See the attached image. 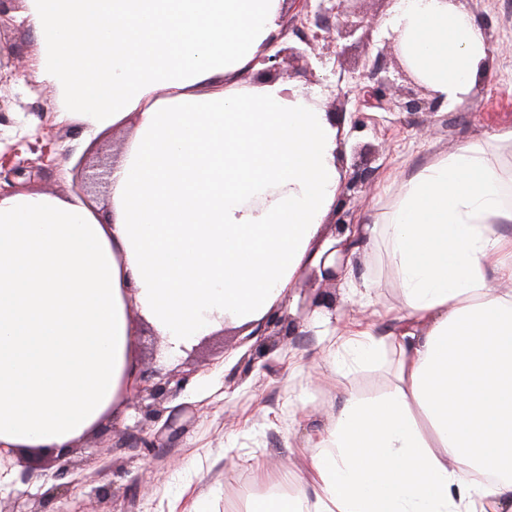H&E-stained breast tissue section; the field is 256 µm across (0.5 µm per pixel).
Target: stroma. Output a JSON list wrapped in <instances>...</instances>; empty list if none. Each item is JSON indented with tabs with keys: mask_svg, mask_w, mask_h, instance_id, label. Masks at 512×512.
<instances>
[{
	"mask_svg": "<svg viewBox=\"0 0 512 512\" xmlns=\"http://www.w3.org/2000/svg\"><path fill=\"white\" fill-rule=\"evenodd\" d=\"M480 18L494 65L474 95L435 112H405L399 100L408 85L397 76L400 54L378 28L387 0H362L360 18L369 38L319 42L326 58L322 101L342 114L341 170L352 177L362 147L370 149L369 179L343 188L324 227L365 223L390 202L393 176L454 150L463 139L512 133V0H464ZM0 45L13 52L0 70V192L29 190L73 194L83 168L121 156L130 126L86 139L83 125L57 119L59 93L42 78L40 44L16 16L22 0H0ZM391 84L386 107L363 104L374 62ZM372 295L378 306L399 308L400 291L382 246H367ZM328 304L312 306L317 294ZM343 281L325 283L302 272L274 321L256 327L216 329L171 355L166 339L139 314H132L138 375L169 383L158 417L127 397L120 421L104 419L65 457L50 465H14V483L0 490V512H187L201 502L205 512H243L245 497L258 491L253 465L262 463L272 483L284 486L305 473L311 454L308 433L336 409V389L327 377L332 360L329 330L368 311L349 299ZM296 410L288 423V410ZM130 434L156 444L155 453L131 448ZM108 489L96 497L97 487Z\"/></svg>",
	"mask_w": 512,
	"mask_h": 512,
	"instance_id": "1",
	"label": "stroma"
}]
</instances>
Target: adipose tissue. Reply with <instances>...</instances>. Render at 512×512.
Here are the masks:
<instances>
[{
  "label": "adipose tissue",
  "instance_id": "adipose-tissue-1",
  "mask_svg": "<svg viewBox=\"0 0 512 512\" xmlns=\"http://www.w3.org/2000/svg\"><path fill=\"white\" fill-rule=\"evenodd\" d=\"M285 0H25L59 120L134 121L108 215L79 195H0V447L63 452L135 380L128 314L170 353L262 319L342 191L340 130L314 87L248 80ZM380 28L447 105L488 61L454 0H392ZM512 135L465 139L395 182L361 226L401 292L388 335L350 325L338 356L394 355L393 383L341 389L289 489L245 512H512Z\"/></svg>",
  "mask_w": 512,
  "mask_h": 512
}]
</instances>
